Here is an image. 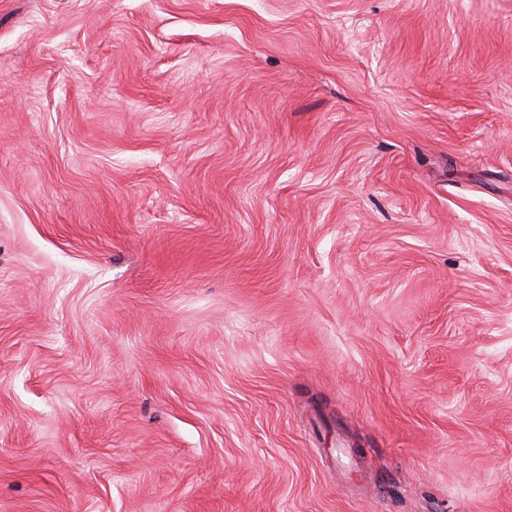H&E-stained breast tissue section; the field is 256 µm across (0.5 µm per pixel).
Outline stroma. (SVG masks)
<instances>
[{"label":"stroma","mask_w":512,"mask_h":512,"mask_svg":"<svg viewBox=\"0 0 512 512\" xmlns=\"http://www.w3.org/2000/svg\"><path fill=\"white\" fill-rule=\"evenodd\" d=\"M0 512H512V0H0Z\"/></svg>","instance_id":"35a3bbf8"}]
</instances>
